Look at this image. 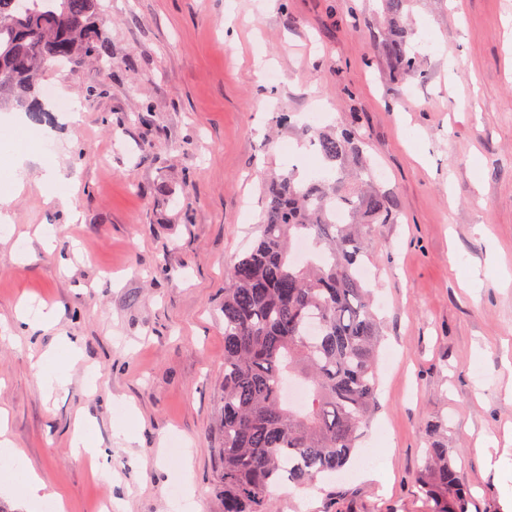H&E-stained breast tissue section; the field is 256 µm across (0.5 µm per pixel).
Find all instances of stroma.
Here are the masks:
<instances>
[{
  "label": "stroma",
  "mask_w": 512,
  "mask_h": 512,
  "mask_svg": "<svg viewBox=\"0 0 512 512\" xmlns=\"http://www.w3.org/2000/svg\"><path fill=\"white\" fill-rule=\"evenodd\" d=\"M102 4L110 64L44 79L80 121L0 110L22 150L48 149L76 183L69 213L27 162L0 230V409L25 463L66 512L105 500L172 512L178 442L193 451L190 512H224V278L252 244L266 183L327 174L279 148L305 146L318 112L325 127L357 122L373 186L399 215L366 243L379 409L341 473L279 490L276 510L298 512L304 494L310 512H428L414 477L439 439L469 512H512V285L495 273L512 271V0H408L396 20L385 0ZM395 23L417 53L411 79L393 77L383 49ZM24 303L62 316L24 332ZM63 336L84 359L48 390L37 363ZM78 420L110 477L71 448ZM494 449L509 469L492 467Z\"/></svg>",
  "instance_id": "obj_1"
}]
</instances>
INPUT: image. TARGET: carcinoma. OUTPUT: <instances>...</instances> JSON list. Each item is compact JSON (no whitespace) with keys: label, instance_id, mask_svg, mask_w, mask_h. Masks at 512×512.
Returning <instances> with one entry per match:
<instances>
[{"label":"carcinoma","instance_id":"1","mask_svg":"<svg viewBox=\"0 0 512 512\" xmlns=\"http://www.w3.org/2000/svg\"><path fill=\"white\" fill-rule=\"evenodd\" d=\"M109 28L99 0H0V108L49 119L43 76L66 62L103 61ZM386 51L399 76L417 73L405 32ZM323 160L362 157L353 127L317 133ZM259 237L224 281V512H274L283 484L312 488L354 457L378 409L382 328L360 277L371 224H394L386 195L326 176H282L267 187ZM342 210L348 223L336 221ZM290 380L307 397L283 399ZM429 512H469V494L447 446L435 440L416 476Z\"/></svg>","mask_w":512,"mask_h":512}]
</instances>
